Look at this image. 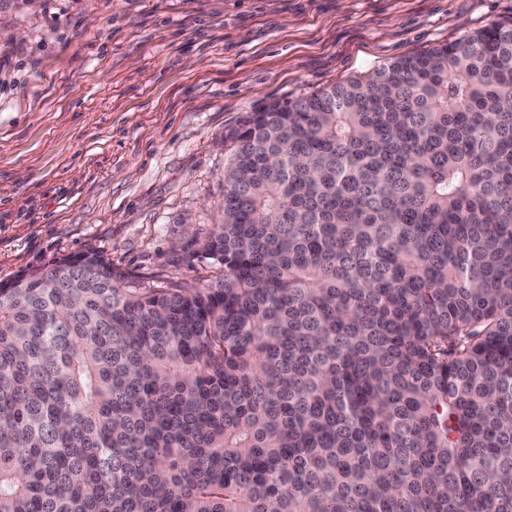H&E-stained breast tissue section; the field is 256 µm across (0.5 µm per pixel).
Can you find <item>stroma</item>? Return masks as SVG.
I'll use <instances>...</instances> for the list:
<instances>
[{
	"label": "stroma",
	"instance_id": "35a3bbf8",
	"mask_svg": "<svg viewBox=\"0 0 512 512\" xmlns=\"http://www.w3.org/2000/svg\"><path fill=\"white\" fill-rule=\"evenodd\" d=\"M0 28V281L97 250L194 285L224 132L273 100L512 21V0H40Z\"/></svg>",
	"mask_w": 512,
	"mask_h": 512
}]
</instances>
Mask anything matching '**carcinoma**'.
<instances>
[{"label":"carcinoma","instance_id":"carcinoma-1","mask_svg":"<svg viewBox=\"0 0 512 512\" xmlns=\"http://www.w3.org/2000/svg\"><path fill=\"white\" fill-rule=\"evenodd\" d=\"M224 142L214 278L0 282V512H512V22Z\"/></svg>","mask_w":512,"mask_h":512}]
</instances>
